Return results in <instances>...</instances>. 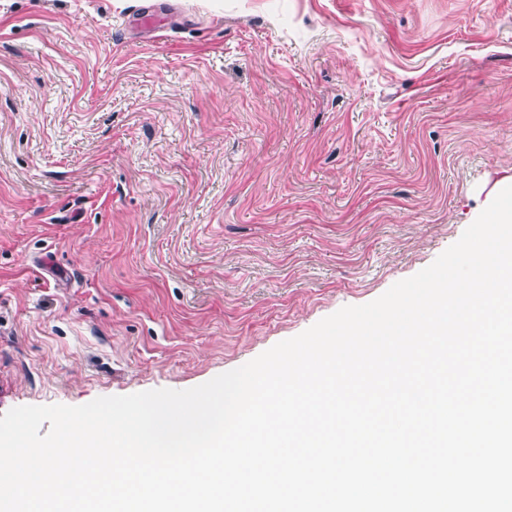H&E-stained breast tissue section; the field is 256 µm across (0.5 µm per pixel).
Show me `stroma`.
<instances>
[{
  "label": "stroma",
  "instance_id": "1",
  "mask_svg": "<svg viewBox=\"0 0 512 512\" xmlns=\"http://www.w3.org/2000/svg\"><path fill=\"white\" fill-rule=\"evenodd\" d=\"M0 0V415L189 389L512 184V0Z\"/></svg>",
  "mask_w": 512,
  "mask_h": 512
}]
</instances>
